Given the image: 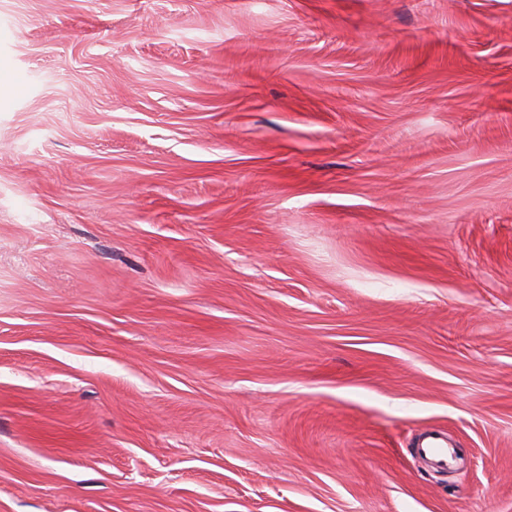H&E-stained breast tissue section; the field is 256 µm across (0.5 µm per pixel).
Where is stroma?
<instances>
[{"label": "stroma", "mask_w": 512, "mask_h": 512, "mask_svg": "<svg viewBox=\"0 0 512 512\" xmlns=\"http://www.w3.org/2000/svg\"><path fill=\"white\" fill-rule=\"evenodd\" d=\"M0 72V512H512V0H0ZM416 455L428 458L435 467L447 469L452 461V452L447 439L439 432H431L414 449Z\"/></svg>", "instance_id": "35a3bbf8"}]
</instances>
